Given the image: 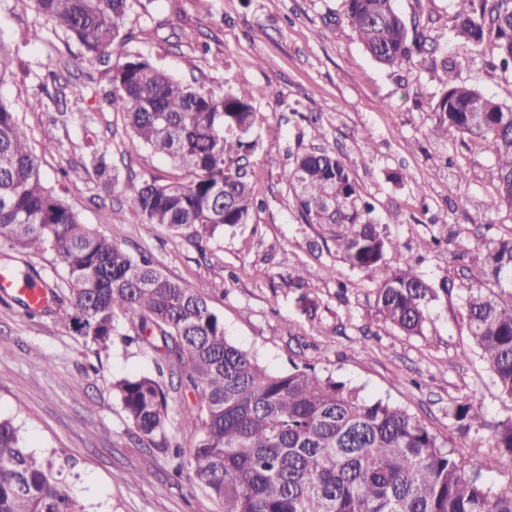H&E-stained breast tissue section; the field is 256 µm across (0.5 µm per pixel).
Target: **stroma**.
I'll return each mask as SVG.
<instances>
[{"mask_svg":"<svg viewBox=\"0 0 512 512\" xmlns=\"http://www.w3.org/2000/svg\"><path fill=\"white\" fill-rule=\"evenodd\" d=\"M343 3L137 0L130 12L113 58L140 54L201 92L254 97L261 145L250 164L263 204L248 223L225 228L202 249L141 223L132 187L179 172L133 145L123 114L109 104L108 86L98 81V63L38 15L33 0H0V41L14 59L0 99L12 104L33 144L55 138L41 168L80 220L128 252L150 256L170 279L203 287L229 340L269 370L313 365L365 399L408 408L458 458L490 456V430L460 434L451 411L468 403L487 421L512 417V399L501 395L462 321L477 253L512 236V206L498 196L488 142L430 136L438 90L431 59L382 67L343 20ZM396 5L406 22L425 25L436 56L454 52L455 0ZM459 78L512 106V75L491 67L489 50L468 55ZM74 83L87 86L85 97L70 94ZM312 118L326 133L323 147L350 165L394 241L385 256L389 269L410 265L437 288L447 283L428 304L423 335L385 323L374 283L318 225L299 217L282 173L291 155L310 149ZM100 154L119 175L116 189L104 188L94 173L91 160ZM118 209L126 216L121 224L112 221ZM475 212L477 224L469 220ZM435 238L443 246H432ZM306 266L332 274L298 283ZM44 355L50 365L41 363ZM156 357L150 347L119 342L96 356L52 319L29 317L13 298L0 296V414L14 418L30 451L68 457L64 473L90 512H218L175 476L162 449L142 443L112 393L116 379L155 373ZM165 383L166 434L192 448L199 397L178 378Z\"/></svg>","mask_w":512,"mask_h":512,"instance_id":"obj_1","label":"stroma"}]
</instances>
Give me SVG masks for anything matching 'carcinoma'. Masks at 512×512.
Returning <instances> with one entry per match:
<instances>
[{"label":"carcinoma","instance_id":"obj_1","mask_svg":"<svg viewBox=\"0 0 512 512\" xmlns=\"http://www.w3.org/2000/svg\"><path fill=\"white\" fill-rule=\"evenodd\" d=\"M396 0H344V18L368 55L395 68L427 51L420 22L408 30ZM39 14L65 30L84 52L110 56L133 0H34ZM455 40L462 50L490 42L500 69L512 74V0H459ZM459 61L440 60L432 112L435 139L457 135L491 143L498 194L512 206V107L458 81ZM0 41V86L13 74ZM112 86L133 143L168 159L185 177L145 181L132 205L145 224L199 242L248 223L259 190L249 174L258 146L253 96L202 93L137 55L99 70ZM99 181L119 177L96 156ZM298 212L321 226L352 267L375 284L382 319L411 336L428 319L434 286L408 266L389 270L395 243L370 218L342 158L319 147L295 156L284 171ZM53 255L60 282L42 305L16 302L30 316L46 315L95 352L112 348L121 317L134 340L154 348L156 374L112 383L127 420L148 443L171 451L173 471L211 497L219 512H512V482L501 490L484 473L512 463V419L488 423L467 403L456 405L458 427L491 431L495 457L460 461L407 409L310 366L272 373L232 343L223 318L198 287L177 283L145 258L81 222L47 185L27 129L0 100V256L19 279L41 278L24 251ZM479 277L468 289L464 322L501 394L512 399V237L480 253ZM184 374L200 395L201 432L189 456L170 446L165 427V371ZM161 441H156V437ZM59 458L25 446L13 419L0 416V512H87L60 476Z\"/></svg>","mask_w":512,"mask_h":512}]
</instances>
